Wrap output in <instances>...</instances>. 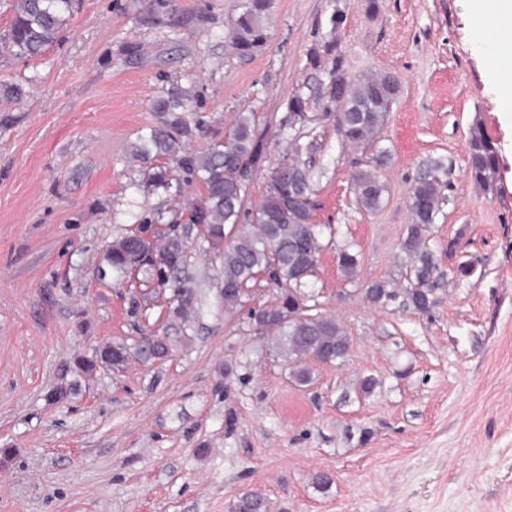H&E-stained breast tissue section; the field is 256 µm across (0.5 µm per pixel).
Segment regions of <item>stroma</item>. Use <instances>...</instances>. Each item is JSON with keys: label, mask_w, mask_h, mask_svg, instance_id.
I'll use <instances>...</instances> for the list:
<instances>
[{"label": "stroma", "mask_w": 512, "mask_h": 512, "mask_svg": "<svg viewBox=\"0 0 512 512\" xmlns=\"http://www.w3.org/2000/svg\"><path fill=\"white\" fill-rule=\"evenodd\" d=\"M242 2L176 0L168 28L144 22L147 0H81L42 56L0 52V82L25 92L0 99V512H231L247 492L268 512H512V123L488 76L492 22L466 0H272L266 44L242 58L229 42ZM129 42L139 56L125 55ZM337 66L398 83L375 147H347L321 117ZM167 75L200 94L211 136L254 113L264 158L248 208L300 140L311 221L325 227L309 288L350 339L342 364L307 361L309 384L250 318L279 287L259 275L225 311L222 258L196 229L190 322L173 317L172 288L97 276L113 240L165 231L136 215L202 194L195 183L177 198L135 189L131 145ZM298 92L316 117L302 129L288 112ZM476 125L498 148L489 190L468 174ZM383 150L387 193L367 212L351 175ZM436 162L433 306L371 304L368 283L410 282V191ZM346 243L360 261L351 283L336 264ZM464 261L473 275L460 274ZM149 332L168 354L140 355ZM107 344L126 347L124 366L98 360Z\"/></svg>", "instance_id": "1"}]
</instances>
